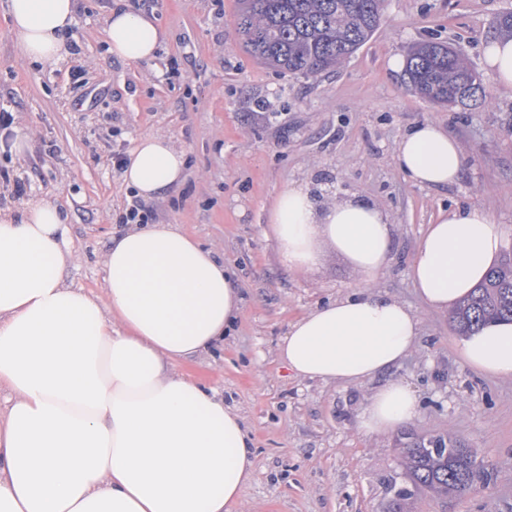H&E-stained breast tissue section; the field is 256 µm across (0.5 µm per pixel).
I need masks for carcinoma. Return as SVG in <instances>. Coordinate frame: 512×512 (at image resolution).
<instances>
[{
	"mask_svg": "<svg viewBox=\"0 0 512 512\" xmlns=\"http://www.w3.org/2000/svg\"><path fill=\"white\" fill-rule=\"evenodd\" d=\"M385 0H238L237 30L246 51L261 64L297 76H316L362 47L377 30ZM405 73L421 97L448 103V92L462 83L485 95L478 74L448 46L424 41L411 48ZM512 319V256L492 267L484 283L454 312L460 335L487 321ZM408 485L390 486L392 512H406L420 490L440 497L463 495L477 477L474 449L450 436H421L404 450Z\"/></svg>",
	"mask_w": 512,
	"mask_h": 512,
	"instance_id": "carcinoma-1",
	"label": "carcinoma"
}]
</instances>
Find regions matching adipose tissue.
<instances>
[{
    "instance_id": "obj_1",
    "label": "adipose tissue",
    "mask_w": 512,
    "mask_h": 512,
    "mask_svg": "<svg viewBox=\"0 0 512 512\" xmlns=\"http://www.w3.org/2000/svg\"><path fill=\"white\" fill-rule=\"evenodd\" d=\"M9 34L27 59L65 60L76 0H8ZM108 51L138 64L162 31L152 16L116 0ZM483 64L512 87V38L489 37ZM400 170L426 187L458 183L461 143L426 120L400 139ZM186 156L171 138L138 137L123 168L143 200L180 186ZM69 215L56 201L0 207V512H237L253 476V440L224 398L174 373L209 353L241 304L230 270L177 224H137L104 259V292L68 285ZM282 263L309 272L326 252L360 282L289 324L278 358L299 379L375 382L357 428L381 434L419 412L393 371L417 344L420 318L375 291L393 251L394 226L376 203L349 196L316 203L304 186L275 199L270 216ZM503 228L480 207L440 215L420 239L410 274L431 310L455 308L484 279ZM459 357L512 378V322H491L456 343Z\"/></svg>"
}]
</instances>
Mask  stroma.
I'll use <instances>...</instances> for the list:
<instances>
[{
  "label": "stroma",
  "mask_w": 512,
  "mask_h": 512,
  "mask_svg": "<svg viewBox=\"0 0 512 512\" xmlns=\"http://www.w3.org/2000/svg\"><path fill=\"white\" fill-rule=\"evenodd\" d=\"M112 2L78 0L71 56L50 68L22 55L0 0V109L12 112L13 134L28 143L19 156L0 148V207L57 200L69 213L75 255L66 280L98 293L131 201L114 154L145 133L166 134L184 150L186 181L149 206L155 223L182 225L223 257L242 293L223 346L177 367L222 391L252 431L255 470L239 512H390L389 481H406L403 447L439 433L473 448L487 477L456 498L420 492L410 512H512V379L463 363L449 314L428 310L410 278L418 242L447 209L484 208L512 252V90L498 88L482 65L484 43L512 0H386L370 40L315 77L276 72L247 53L236 0H127L154 13L165 33L154 59L127 64L106 49ZM427 39L463 51L485 102L432 103L392 69ZM425 120L463 146L462 176L451 188L415 185L397 165L401 136ZM17 180L24 196L13 191ZM294 184L323 202L355 194L391 216L395 246L375 287L421 319L420 339L394 376L416 389L422 410L397 430H358L373 383L298 379L277 356L289 323L358 283L333 252L309 273L282 265L268 221L276 197Z\"/></svg>",
  "instance_id": "1"
}]
</instances>
